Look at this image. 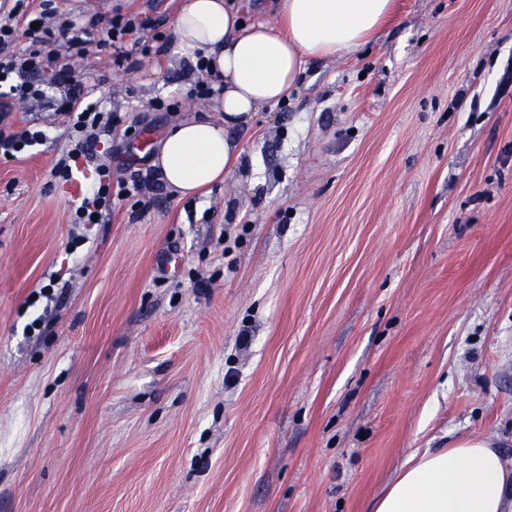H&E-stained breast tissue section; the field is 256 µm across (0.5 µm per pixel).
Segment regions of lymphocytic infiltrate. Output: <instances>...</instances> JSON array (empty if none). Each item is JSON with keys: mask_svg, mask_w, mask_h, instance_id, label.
Segmentation results:
<instances>
[{"mask_svg": "<svg viewBox=\"0 0 512 512\" xmlns=\"http://www.w3.org/2000/svg\"><path fill=\"white\" fill-rule=\"evenodd\" d=\"M19 7H12L0 15V121L8 118L14 103L36 102L55 108L68 124L74 146L65 160L59 161L57 170L64 179H71L72 164L79 157L91 154L90 144L96 138L97 130L111 132L114 119L106 118L104 99L87 100L84 86L75 76L74 64L84 59L88 41L82 34L71 32L66 25L55 22L57 8L44 9L37 18L36 28H19ZM160 26L159 17L145 11L126 14L116 13L101 29L100 46L113 48L112 64L117 68L134 67L129 52L123 51V44L140 47L142 52L158 50L165 52V45L150 47L145 40L148 32ZM26 38L30 45L22 52L14 51L19 38ZM64 43V53H57L56 43ZM93 178L95 187L91 195L83 197L75 209L84 223H92L101 215L103 208L111 204L113 192L129 195L131 190L140 189V182L113 186L110 167L96 165Z\"/></svg>", "mask_w": 512, "mask_h": 512, "instance_id": "lymphocytic-infiltrate-1", "label": "lymphocytic infiltrate"}]
</instances>
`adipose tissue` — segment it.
Listing matches in <instances>:
<instances>
[{
  "label": "adipose tissue",
  "mask_w": 512,
  "mask_h": 512,
  "mask_svg": "<svg viewBox=\"0 0 512 512\" xmlns=\"http://www.w3.org/2000/svg\"><path fill=\"white\" fill-rule=\"evenodd\" d=\"M393 0H278L274 22L243 24L229 0H182L172 35L202 50L222 86L214 115L170 126L155 163L191 196L223 180L237 157L233 130L287 99L308 60L350 55L377 39ZM369 512H512V467L492 438L464 436L451 447L413 453Z\"/></svg>",
  "instance_id": "adipose-tissue-1"
}]
</instances>
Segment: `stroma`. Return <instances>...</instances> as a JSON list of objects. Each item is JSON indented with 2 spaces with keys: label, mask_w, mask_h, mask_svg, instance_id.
I'll use <instances>...</instances> for the list:
<instances>
[{
  "label": "stroma",
  "mask_w": 512,
  "mask_h": 512,
  "mask_svg": "<svg viewBox=\"0 0 512 512\" xmlns=\"http://www.w3.org/2000/svg\"><path fill=\"white\" fill-rule=\"evenodd\" d=\"M395 2L193 197L143 149L210 105L178 47L76 65L122 120L98 156L144 184L99 223L53 173L61 117L0 124L45 132L0 158V512H368L414 450L512 462V0Z\"/></svg>",
  "instance_id": "stroma-1"
}]
</instances>
